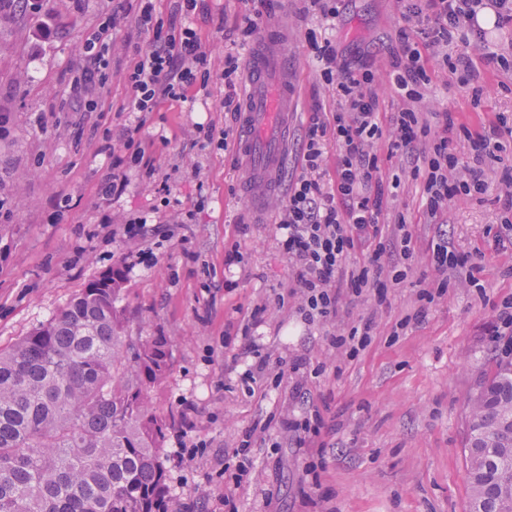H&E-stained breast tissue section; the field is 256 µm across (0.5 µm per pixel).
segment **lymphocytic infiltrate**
Returning a JSON list of instances; mask_svg holds the SVG:
<instances>
[{
	"label": "lymphocytic infiltrate",
	"mask_w": 512,
	"mask_h": 512,
	"mask_svg": "<svg viewBox=\"0 0 512 512\" xmlns=\"http://www.w3.org/2000/svg\"><path fill=\"white\" fill-rule=\"evenodd\" d=\"M404 19L413 22L414 35H401L389 51L393 80L404 105L395 112L381 109L372 89L370 65L351 68L337 60L331 43L316 47L323 80L336 89L340 106L327 114L313 108L299 138V173L289 180L286 202L279 212V245L295 265V285L288 292L306 322L336 316L344 294L355 296L374 291L377 304H385L389 285L407 277V261L416 252L417 241L406 220H398L391 233H384L380 218L401 188L403 177L422 186L424 223L436 225L429 244L433 275L420 280V305L413 321H421L436 297L448 288V272L463 260L448 245V207L459 199L483 200L494 193L502 222L512 224V167L505 165L512 155V126L497 117L487 128L477 130L459 122L454 113H437L429 123L415 103L429 84V55L441 57L459 83L469 84L478 73L468 54L448 57L444 48L461 40L485 49L488 62L501 70L512 69L507 56L486 50V32L477 23L481 9L492 7L494 26H512V0H397ZM138 10L141 33L148 40L133 45L130 62L123 74L125 112H155L166 101H187L191 94L207 90L211 76L208 45L192 16H206L205 0H181L184 23L170 22L167 33L155 31L152 0H116L106 17L84 40V64L71 82L75 95H86L87 105L111 111L104 100L92 98L95 87L106 85L114 43L112 34L124 26L131 10ZM140 127H124L118 135L122 154L113 156L112 168L101 178L98 192L113 196L124 192L125 163H142L150 144ZM465 140L470 163L461 162L454 144ZM385 143L388 157H401L403 166L391 179L380 175L381 159L375 150ZM336 148V172L327 178L328 146ZM502 165L497 185H489L486 167ZM368 251L361 262L348 264L359 243Z\"/></svg>",
	"instance_id": "1"
}]
</instances>
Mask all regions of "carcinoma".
<instances>
[{
	"label": "carcinoma",
	"mask_w": 512,
	"mask_h": 512,
	"mask_svg": "<svg viewBox=\"0 0 512 512\" xmlns=\"http://www.w3.org/2000/svg\"><path fill=\"white\" fill-rule=\"evenodd\" d=\"M112 270L0 350V512H162L171 417L147 390L169 370L160 337L126 335ZM469 512H512V358L471 402Z\"/></svg>",
	"instance_id": "carcinoma-1"
}]
</instances>
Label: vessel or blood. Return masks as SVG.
Wrapping results in <instances>:
<instances>
[{
    "label": "vessel or blood",
    "instance_id": "vessel-or-blood-1",
    "mask_svg": "<svg viewBox=\"0 0 512 512\" xmlns=\"http://www.w3.org/2000/svg\"><path fill=\"white\" fill-rule=\"evenodd\" d=\"M286 44L277 31L264 33L245 66L244 110L239 154L247 176V197L274 196L288 159V83Z\"/></svg>",
    "mask_w": 512,
    "mask_h": 512
}]
</instances>
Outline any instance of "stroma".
<instances>
[{
  "instance_id": "35a3bbf8",
  "label": "stroma",
  "mask_w": 512,
  "mask_h": 512,
  "mask_svg": "<svg viewBox=\"0 0 512 512\" xmlns=\"http://www.w3.org/2000/svg\"><path fill=\"white\" fill-rule=\"evenodd\" d=\"M34 11L0 17V111L12 116L0 131V348L55 316L81 289L113 269L125 272L123 306L131 336L164 337L170 368L147 396L161 411L192 402L196 426L166 433L167 504L182 512L199 485L213 502L233 496L239 512H314L325 500L332 512H468L470 488L464 448L468 405L511 336H492L488 324L512 300V248L495 232L500 213L493 196L460 200L448 208V240L459 252L479 253L478 286L468 272H450L447 293L426 317L401 334L393 329L418 307L416 283L431 274L427 245L434 229L420 223V190L407 182L385 212V223L405 215L418 249L405 283L376 307L372 294L345 295L335 320L304 322L295 304L278 297L294 284V270L277 244L275 205L260 210L239 191L235 150L193 148L195 123L230 124L221 101L220 72L236 29L248 10L243 0H206L212 17L202 28L211 56L209 95L163 105L160 111L117 112L126 97L125 42L143 37L136 16L115 31L112 76L98 95L110 112H89L73 100L69 84L87 33L110 0H37ZM304 0H273L263 19L288 36L294 85L292 135H299L314 103L336 108L309 45V33L328 38L339 61L368 62L384 111L401 107L391 78L387 45L406 29L396 0H343L339 16L323 22L304 11ZM48 37H40L42 26ZM450 54H469L480 73V93L462 85L440 61L417 108L453 112L471 127L498 113L512 116V73L485 65L474 45L454 41ZM142 124L152 139L156 171L125 166L124 193L103 197L98 183L112 163L106 134ZM200 176H192L193 164ZM150 215L174 223L162 244L123 234L127 219ZM245 232H238V225ZM243 256L224 269V247ZM259 325L245 326L254 306ZM375 317L371 344L357 357L331 351L328 331ZM267 368L253 374L257 356ZM320 411L327 428L321 448H271L255 442L236 452L243 431L259 420L282 438L281 414L300 418ZM203 442L192 464L181 446ZM251 466V478L233 477Z\"/></svg>"
}]
</instances>
